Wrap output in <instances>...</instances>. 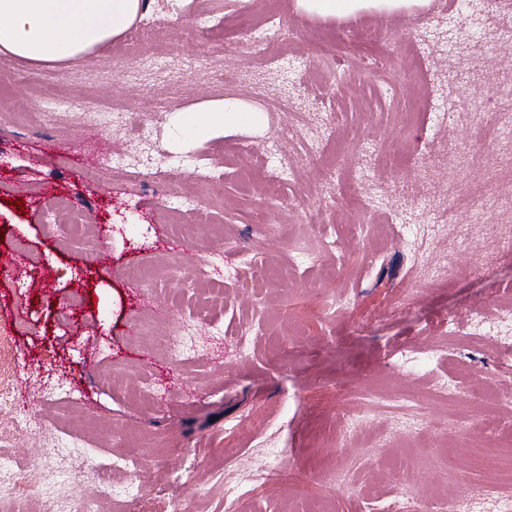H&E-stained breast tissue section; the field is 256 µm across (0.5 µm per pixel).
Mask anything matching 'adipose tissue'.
<instances>
[{
    "instance_id": "adipose-tissue-1",
    "label": "adipose tissue",
    "mask_w": 512,
    "mask_h": 512,
    "mask_svg": "<svg viewBox=\"0 0 512 512\" xmlns=\"http://www.w3.org/2000/svg\"><path fill=\"white\" fill-rule=\"evenodd\" d=\"M331 20L414 15L423 0H296ZM144 0H0V52L30 62L76 63L118 39L141 16Z\"/></svg>"
}]
</instances>
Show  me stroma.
<instances>
[{
    "mask_svg": "<svg viewBox=\"0 0 512 512\" xmlns=\"http://www.w3.org/2000/svg\"><path fill=\"white\" fill-rule=\"evenodd\" d=\"M276 10L282 27L255 46L248 22ZM155 22L135 45L118 38L76 64H34L0 53V270L25 259L22 282L0 277V333L18 358L11 388L27 404L0 409V454L38 460L30 488L39 512H53L98 483L96 462L137 458L138 473L114 474L119 495L99 512H138L128 488L154 512H224V482L210 468L230 458L246 466L277 448L284 476L239 487L243 512H298L302 495L333 512H390L387 486L371 487L380 467L374 448L401 428L376 411L351 447L337 448L336 419L345 385L399 388L402 368L438 347L442 359L411 381L429 391L463 370L466 394L512 396V363L488 339L452 335L447 319L465 324L469 309L494 314L512 286V257L491 275L480 265L497 239L512 236V112L498 94L512 88V63L484 52L500 19L473 0L470 19L430 13L421 23L392 19L382 41L367 37L374 18L344 27L308 16L295 0H148ZM288 54L280 75L270 61ZM380 54L387 72L350 66ZM313 71L337 112L332 133L304 90ZM481 91L485 111H470L460 92ZM232 99L262 120L216 125L192 143L174 137L183 115L212 112ZM506 132L479 157L462 144L481 127ZM377 129L393 153L381 172L364 140ZM429 160L413 179L410 151ZM295 153L279 170L278 153ZM132 167L149 163L138 184L100 178L107 156ZM278 171L277 198L263 176ZM490 189L497 208L472 224L434 225L433 214L464 192ZM22 209H15V202ZM81 210L101 243H71L52 230ZM209 216L196 224V210ZM365 218V239L345 242L348 271L323 256L312 224ZM195 224L192 244L175 241ZM410 224L414 244H398ZM472 249L455 250L458 240ZM274 249V276L258 279L250 256L257 243ZM224 250L223 303L198 317V262ZM153 264L157 286L133 284ZM347 297L345 312L316 302ZM72 308L68 321L58 319ZM264 315L268 340L241 348L237 329ZM194 337L180 361L160 336ZM150 380L157 403L134 394ZM81 400L78 410L48 408L42 381ZM357 458L349 485L320 482L323 456ZM200 463L183 478L186 457Z\"/></svg>",
    "mask_w": 512,
    "mask_h": 512,
    "instance_id": "1",
    "label": "stroma"
}]
</instances>
